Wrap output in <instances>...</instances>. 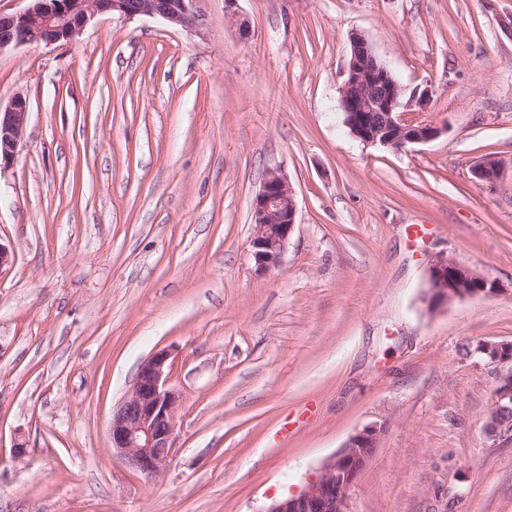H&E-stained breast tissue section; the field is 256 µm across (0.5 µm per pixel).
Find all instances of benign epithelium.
<instances>
[{"label":"benign epithelium","mask_w":512,"mask_h":512,"mask_svg":"<svg viewBox=\"0 0 512 512\" xmlns=\"http://www.w3.org/2000/svg\"><path fill=\"white\" fill-rule=\"evenodd\" d=\"M22 13L0 12V52L22 45L72 41L97 15L117 13L125 18L159 16L178 26L195 21L192 0H31ZM344 123L359 140L401 149L437 138L446 128L421 118L434 90L415 89L402 103L404 88L361 35L351 38V56L340 90ZM28 120L27 99L15 96L0 107V164L15 159ZM498 162L487 158L474 169L476 178L499 176ZM297 204L287 177L272 169L252 203L253 233L249 240L255 270L265 274L279 266L296 224ZM499 291L496 281L445 254L433 257L424 301L435 311L450 302L488 297ZM493 369L496 386L487 428L494 436H512V342H485L474 349ZM171 353L159 350L140 366L125 400L112 414V452L132 469L155 476L166 466L173 448L180 395L168 386ZM378 431L354 434L319 474L296 494L273 501L265 512H350L351 493L372 457Z\"/></svg>","instance_id":"7a95c632"}]
</instances>
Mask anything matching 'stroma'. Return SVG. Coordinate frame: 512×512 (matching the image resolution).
<instances>
[{
	"label": "stroma",
	"mask_w": 512,
	"mask_h": 512,
	"mask_svg": "<svg viewBox=\"0 0 512 512\" xmlns=\"http://www.w3.org/2000/svg\"><path fill=\"white\" fill-rule=\"evenodd\" d=\"M192 10L0 52V104L29 107L0 169V512H265L366 427L350 512H512V439L485 431L495 381L471 353L512 341V0ZM354 33L405 92L433 86L439 137L350 133ZM488 157L498 178L476 179ZM272 169L297 220L260 274L251 203ZM439 251L501 292L428 311ZM160 349L180 406L148 477L109 425Z\"/></svg>",
	"instance_id": "stroma-1"
}]
</instances>
